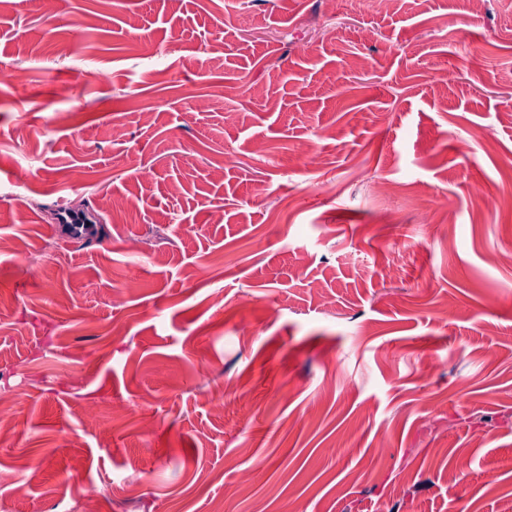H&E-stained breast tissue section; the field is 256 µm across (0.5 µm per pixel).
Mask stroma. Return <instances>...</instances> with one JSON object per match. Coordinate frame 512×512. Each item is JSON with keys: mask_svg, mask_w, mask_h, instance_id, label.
Wrapping results in <instances>:
<instances>
[{"mask_svg": "<svg viewBox=\"0 0 512 512\" xmlns=\"http://www.w3.org/2000/svg\"><path fill=\"white\" fill-rule=\"evenodd\" d=\"M511 173L512 0H0V499L512 512Z\"/></svg>", "mask_w": 512, "mask_h": 512, "instance_id": "1", "label": "stroma"}]
</instances>
